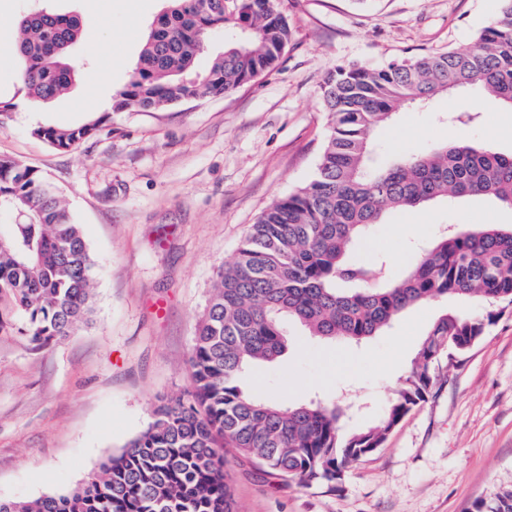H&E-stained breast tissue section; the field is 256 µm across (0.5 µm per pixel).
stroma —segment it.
Returning a JSON list of instances; mask_svg holds the SVG:
<instances>
[{"label":"stroma","instance_id":"1","mask_svg":"<svg viewBox=\"0 0 512 512\" xmlns=\"http://www.w3.org/2000/svg\"><path fill=\"white\" fill-rule=\"evenodd\" d=\"M41 0H0V157L41 172L68 203L95 259L92 313L66 339L35 346L19 316L0 327V498L28 501L81 483L143 432L162 399L192 387L198 319L221 266L259 214L307 184L326 132L321 85L336 66L468 46L499 0H284L292 39L278 67L230 93L152 112L99 111L132 75L163 0H51L77 15L79 72L67 95L30 100L10 46L19 18ZM106 73V85L93 83ZM451 110L479 120L466 139L512 152V110L467 91L401 112L378 133L374 164L447 141ZM103 129L71 151L38 126ZM451 224L512 225V208L462 198L389 212L352 256H389L398 278L418 247ZM446 303L405 312L356 344L322 342L287 323V349L244 374L257 398L299 404L344 395V430L373 423L406 377ZM427 400L382 448L356 461L336 488L299 487L225 451L238 512H466L512 484V308L467 352L440 356Z\"/></svg>","mask_w":512,"mask_h":512}]
</instances>
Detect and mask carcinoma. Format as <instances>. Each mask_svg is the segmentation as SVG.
Masks as SVG:
<instances>
[{
	"label": "carcinoma",
	"instance_id": "cac0c4a2",
	"mask_svg": "<svg viewBox=\"0 0 512 512\" xmlns=\"http://www.w3.org/2000/svg\"><path fill=\"white\" fill-rule=\"evenodd\" d=\"M228 25L234 35L224 51L204 73H194L211 31ZM291 37L282 0H167L144 35L115 110L151 112L187 98L222 96L273 70ZM80 38L74 15L42 9L20 19L12 51L22 61L19 79L31 99L49 101L72 86L77 73L70 53ZM461 89L485 91L512 107V0H500L497 15L462 50L328 74L321 87L327 132L316 172L261 213L236 260L218 271L196 326L192 389L160 402L145 431L70 491L32 501L0 499V512H237L225 447L301 487H334L355 461L381 447L426 401L436 358L480 342L494 312L445 310L379 421L348 434L341 432V403L263 401L240 378L253 363L284 353L286 321L321 340L359 343L429 301L512 305V227L452 225L400 278L386 275V257L349 256L394 209L471 196L512 208V153L465 138L370 164L375 133L399 112ZM99 130L100 121L92 120L33 134L70 150ZM8 207L25 210L30 221L0 229V300L21 315L33 343L47 345L88 319L95 262L51 183L31 167L0 158V209ZM470 512H512V486L474 502Z\"/></svg>",
	"mask_w": 512,
	"mask_h": 512
}]
</instances>
